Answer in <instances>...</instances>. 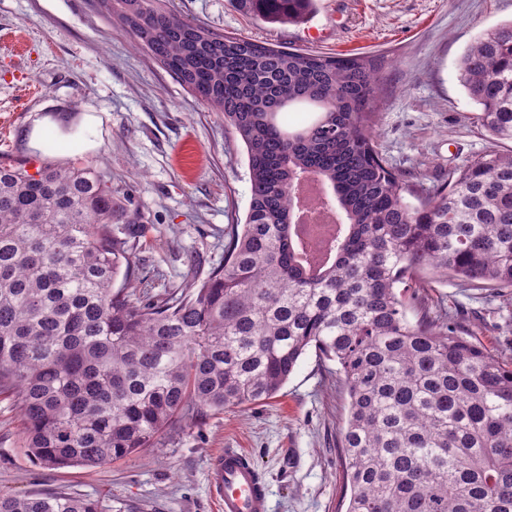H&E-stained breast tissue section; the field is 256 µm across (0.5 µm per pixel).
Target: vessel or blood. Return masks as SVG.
I'll use <instances>...</instances> for the list:
<instances>
[{
  "label": "vessel or blood",
  "instance_id": "b4317fda",
  "mask_svg": "<svg viewBox=\"0 0 512 512\" xmlns=\"http://www.w3.org/2000/svg\"><path fill=\"white\" fill-rule=\"evenodd\" d=\"M210 479L223 512H268L267 487L243 450L228 448L217 454Z\"/></svg>",
  "mask_w": 512,
  "mask_h": 512
}]
</instances>
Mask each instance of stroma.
I'll return each instance as SVG.
<instances>
[{
	"label": "stroma",
	"mask_w": 512,
	"mask_h": 512,
	"mask_svg": "<svg viewBox=\"0 0 512 512\" xmlns=\"http://www.w3.org/2000/svg\"><path fill=\"white\" fill-rule=\"evenodd\" d=\"M113 0H0V162H92L112 177L116 209L142 224L135 279L153 293L224 260V236L250 203L247 155L222 112L203 103L112 13ZM178 18L225 35L383 62L374 114L388 165L424 191L490 146L455 62L479 33L512 19V0H319L299 24L267 23L232 0H161ZM489 288L429 289L512 367V324ZM346 401L336 365L308 351L264 403L174 422L158 445L96 468L48 470L23 453L11 399L0 398V493L67 492L107 512H219L213 456L249 455L270 512H345L337 448Z\"/></svg>",
	"instance_id": "stroma-1"
}]
</instances>
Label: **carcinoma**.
<instances>
[{
	"label": "carcinoma",
	"instance_id": "cac0c4a2",
	"mask_svg": "<svg viewBox=\"0 0 512 512\" xmlns=\"http://www.w3.org/2000/svg\"><path fill=\"white\" fill-rule=\"evenodd\" d=\"M116 2L155 58L224 112L245 145L250 207L222 264L151 296L131 288L143 228L117 218L107 172L0 162V396L14 400L24 454L51 470L124 459L177 419L274 398L312 348L347 394L346 512H512V368L425 295L450 279L512 288V150L448 169L424 195L375 145L379 58L285 50L157 0ZM243 2L269 23L316 9ZM455 68L477 124L512 142V21ZM294 107L314 118L289 127ZM304 176L341 218L321 267L292 233ZM104 510L84 495L0 494V512Z\"/></svg>",
	"mask_w": 512,
	"mask_h": 512
}]
</instances>
